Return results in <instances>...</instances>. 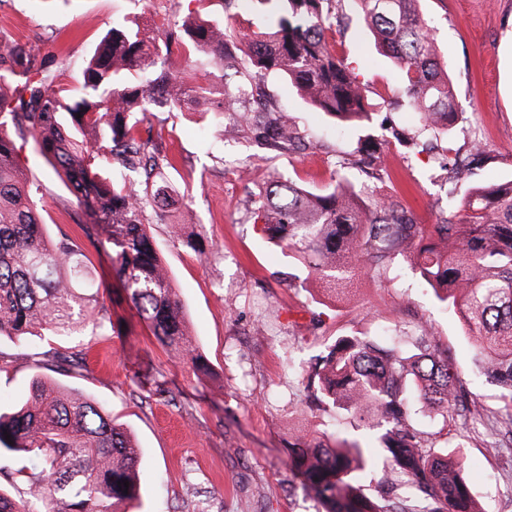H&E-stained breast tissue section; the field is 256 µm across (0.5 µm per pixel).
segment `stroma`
<instances>
[{
    "mask_svg": "<svg viewBox=\"0 0 512 512\" xmlns=\"http://www.w3.org/2000/svg\"><path fill=\"white\" fill-rule=\"evenodd\" d=\"M434 45L444 61L460 109L441 145L459 148L478 133L488 153L473 164V183L512 177V0H422ZM200 15L237 31H260L265 22L249 0L225 9L222 0H0V32L67 61L63 86L76 85L82 61L113 21L138 17L163 29L168 17ZM335 49L373 103L391 104L402 94L400 75L381 56L358 14H350ZM269 92L293 116L314 146L273 151L234 123L219 124L198 112L155 113L153 134L176 160L170 178L193 196L190 206L153 218L156 241L184 308L190 338L208 358L215 378L196 379L164 349L127 303L116 306L128 330L122 336L85 334L79 372H48V379L105 406L141 450V498L128 512H315L316 503L294 482L286 449L298 431L316 429L299 412L303 397L288 361H311L324 343L359 333L411 349L422 322L435 329V345L462 373L472 368V346L459 318L443 311L405 258L380 276L353 280L341 300L288 286V260L268 244L255 223L253 195L273 178L320 190L332 176L380 195H399L422 224L448 217L437 153H416L398 140L417 126L416 113L389 109L374 117L383 142L382 168L356 165L360 131L334 127L284 78L268 76ZM20 161L43 185L44 221L50 234L79 235L69 191L31 148ZM51 339H0V401L18 403L38 365L53 349ZM167 381L174 403H144L134 393L137 364ZM479 395L475 429L417 415L428 445L460 444L466 476L483 512H512V450H493L492 433L505 427L495 387L472 379ZM447 437H440V429Z\"/></svg>",
    "mask_w": 512,
    "mask_h": 512,
    "instance_id": "stroma-1",
    "label": "stroma"
}]
</instances>
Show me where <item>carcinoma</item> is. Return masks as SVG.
<instances>
[{
  "mask_svg": "<svg viewBox=\"0 0 512 512\" xmlns=\"http://www.w3.org/2000/svg\"><path fill=\"white\" fill-rule=\"evenodd\" d=\"M266 28L237 35L201 16L175 17L159 36L136 21H117L83 62L72 88L57 85V57L0 35V337L50 336L67 341L98 330L123 335L99 290L86 246L111 258L115 279L154 338L198 376L209 365L189 339L183 306L149 234L150 214L186 208L192 196L167 176L173 167L145 121L168 106L234 113L236 123L275 150L301 146L291 118L266 100L269 74L290 81L337 125L361 129L364 163L380 159L369 133L374 105L329 36L344 26L345 0H255ZM376 44L403 78V106L419 115L410 147L458 120L455 93L433 45L420 0H354ZM207 60L199 78L172 66L176 52ZM31 144L86 216L83 239L48 234L40 185L18 162ZM478 133L466 156L444 168L453 218L420 224L394 197H379L340 177L324 190L272 179L256 193V220L270 244L288 252L292 278L330 299L354 276L382 275L405 257L438 301L465 326L473 366L497 387L512 418V179L457 187L471 179L470 159L483 154ZM425 324L418 352L371 336H338L298 370L303 410L346 417L374 431V448L336 437L296 434L288 443L293 478L317 512H480L463 456L426 446L419 408L443 421L476 410V400L448 353L430 343ZM131 380L149 400L166 393L139 368ZM10 439H5V435ZM378 451L404 492L367 493L364 475ZM19 460L7 478L26 484L17 500L0 484V512H122L140 497L139 454L107 410L81 392L36 375L30 397L0 409V458ZM127 481L129 487L118 486Z\"/></svg>",
  "mask_w": 512,
  "mask_h": 512,
  "instance_id": "carcinoma-1",
  "label": "carcinoma"
}]
</instances>
